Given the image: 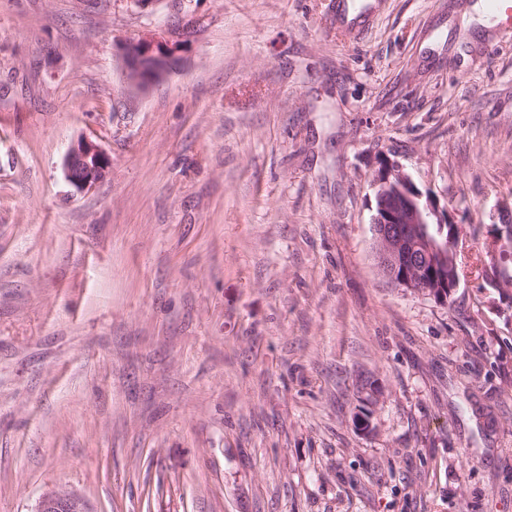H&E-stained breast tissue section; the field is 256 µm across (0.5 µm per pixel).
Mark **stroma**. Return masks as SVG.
Returning a JSON list of instances; mask_svg holds the SVG:
<instances>
[{
	"mask_svg": "<svg viewBox=\"0 0 512 512\" xmlns=\"http://www.w3.org/2000/svg\"><path fill=\"white\" fill-rule=\"evenodd\" d=\"M474 2L349 36L329 0H0V512H512V29ZM149 34L183 62L135 90ZM383 155L466 229L448 304L378 272ZM111 159L95 142L81 137L66 150L62 170L68 183L79 191L91 190L107 176ZM499 224H494L489 253L493 256L512 249V203H502L498 208ZM37 512H92L85 499L76 492L46 493L39 501Z\"/></svg>",
	"mask_w": 512,
	"mask_h": 512,
	"instance_id": "stroma-1",
	"label": "stroma"
}]
</instances>
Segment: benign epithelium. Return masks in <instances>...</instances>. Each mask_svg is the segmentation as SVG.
<instances>
[{
    "label": "benign epithelium",
    "instance_id": "obj_1",
    "mask_svg": "<svg viewBox=\"0 0 512 512\" xmlns=\"http://www.w3.org/2000/svg\"><path fill=\"white\" fill-rule=\"evenodd\" d=\"M129 87L145 89L165 81L179 66L174 48L154 37L126 45L122 54ZM111 159L95 142L81 137L66 150L62 170L79 191L91 190L107 176ZM375 213L372 230L380 274L398 288L446 304L458 288L457 258L463 227L448 219L431 196H423L410 176L386 157L379 159L373 178ZM489 253L512 249V205L498 208ZM37 512H91L76 492L46 493Z\"/></svg>",
    "mask_w": 512,
    "mask_h": 512
}]
</instances>
